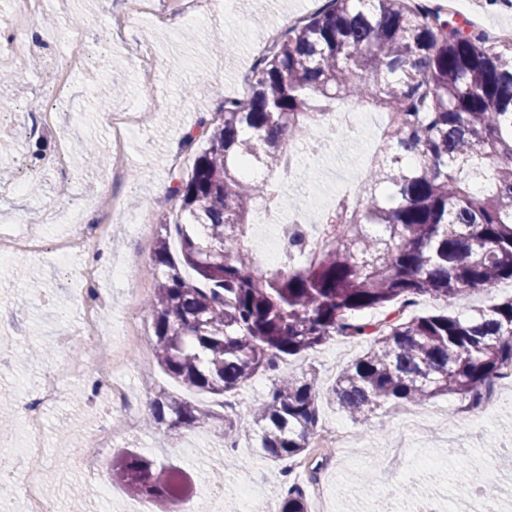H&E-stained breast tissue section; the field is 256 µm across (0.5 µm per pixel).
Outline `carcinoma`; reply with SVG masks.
<instances>
[{
  "label": "carcinoma",
  "instance_id": "1",
  "mask_svg": "<svg viewBox=\"0 0 512 512\" xmlns=\"http://www.w3.org/2000/svg\"><path fill=\"white\" fill-rule=\"evenodd\" d=\"M345 100L388 113L384 148L358 199L338 196L325 222L288 237L280 266L262 272L245 245L253 211L263 201L305 206L279 190L288 147ZM205 136L174 188L179 218L161 223L148 309L157 361L184 387L232 394L274 374L269 397L224 434L259 427L275 461L306 451L319 421L316 380L279 367L336 334L372 340L325 392L356 421L385 404L483 398L512 363V297L466 318L397 313L420 297L462 299L512 282V38L491 44L408 0H327L257 61L249 97L225 100ZM247 162L263 180H249ZM478 163L489 195L473 189ZM369 310L391 319L375 326L362 320ZM153 419L206 429L216 416L162 393ZM115 467L131 493L171 503L164 464L126 448ZM278 512H309L304 493L288 489Z\"/></svg>",
  "mask_w": 512,
  "mask_h": 512
}]
</instances>
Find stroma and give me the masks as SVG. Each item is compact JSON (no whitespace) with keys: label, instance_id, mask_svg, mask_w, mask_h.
Wrapping results in <instances>:
<instances>
[{"label":"stroma","instance_id":"1","mask_svg":"<svg viewBox=\"0 0 512 512\" xmlns=\"http://www.w3.org/2000/svg\"><path fill=\"white\" fill-rule=\"evenodd\" d=\"M326 0H228L222 13L209 18L183 14L181 0H157L163 16H175V24H136L121 26L124 0H47L46 12L55 19L53 29L58 43L37 48L42 62L64 60V47L78 40L91 58L90 69L71 77L67 103L59 104L61 119L75 142L93 139L107 148L110 132L103 121L108 107L132 105L139 93L145 48H153L156 58L154 81L166 100L158 114L143 115L127 136L124 181L113 194L98 191L100 182L111 179L110 166L86 167L79 156H71L66 173H48L32 190L29 173L40 166L42 155L56 147L58 128L40 136H25L30 120L29 102L47 107L48 101L37 87L45 79V69L31 68L28 62L13 65V80L0 84V94H18L17 111L0 117V138L9 140L14 151L9 158L14 172L12 188L0 187V212L26 217L37 212L55 211L81 203L87 218L111 215L113 204H120L126 216L149 211L152 235H159L161 219L176 220L180 203L169 194L157 193V186L172 183L173 173L191 170L185 162L181 143L188 132L210 121L225 99L246 96L252 69L259 57V44L270 29L286 31L291 18H303L324 7ZM475 31L492 39L512 35V8L499 0H476L475 7L463 9ZM110 242L111 258L99 269L98 289L108 293L112 304L105 320L104 336L111 342L123 339V319L134 315L146 325L139 347L128 349L125 372L113 374L125 385L129 403L140 426L128 437V444L165 464L183 469L192 488L204 481L224 486L223 512H239L237 485L250 477L252 498L270 500L275 486L283 479V462L266 458L257 434L243 435L239 445H224L222 418L247 414L252 404L264 401L272 386L268 374H256L239 392L217 396L190 390L169 377L152 359L147 368L137 366L139 353L153 351V317L143 303L156 284L153 249L140 248L124 226L115 219ZM512 296V283L473 291L466 301L420 299L417 312H444L465 315L468 308L488 307ZM83 293L68 269L51 260L17 259L0 265V400L12 411L0 421V432L16 441L26 439L22 424L20 387L45 378L49 361L30 359L32 350L53 346L57 330H76L82 315ZM370 340L335 336L317 350L296 357L284 365V372L316 373L319 390L331 388L338 373L366 352ZM82 370L59 387V398L43 416L41 455L31 457L27 466L42 470L44 491L56 504L57 512H127L135 497L124 485L111 484L110 496H103L97 480L72 468L86 439L102 423L108 407L106 396L90 400L100 375L110 372L94 350L76 343ZM111 373V372H110ZM165 392L218 416L213 426L203 430L154 428L148 424L150 404ZM319 422L333 424L360 435L362 444L340 448L325 476V490L332 512H379L381 506L410 507L413 498L453 492L449 481L459 460L473 461L486 449L500 445L498 429L512 418L482 417L467 400L443 395L424 402L430 418L406 428L393 418L389 408L376 410L371 420L351 419L335 404L320 401Z\"/></svg>","mask_w":512,"mask_h":512}]
</instances>
